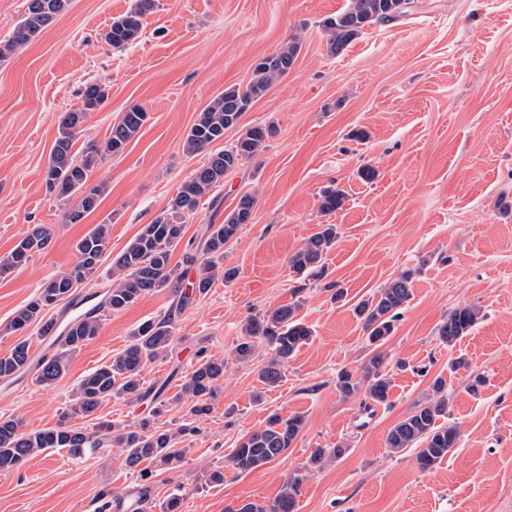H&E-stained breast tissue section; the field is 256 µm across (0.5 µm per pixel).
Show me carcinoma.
Segmentation results:
<instances>
[{"label":"carcinoma","mask_w":512,"mask_h":512,"mask_svg":"<svg viewBox=\"0 0 512 512\" xmlns=\"http://www.w3.org/2000/svg\"><path fill=\"white\" fill-rule=\"evenodd\" d=\"M26 2L24 17L12 36L0 42L1 61L8 58L15 48L34 41L70 6V0ZM155 6L156 0H135L134 6L125 14L112 20L103 35L104 42L119 49L138 39L146 15L152 13ZM414 7L415 0H347L342 11L322 21L329 35L330 51L334 53L342 49L362 34L365 27L394 22L409 15ZM300 50L298 42H289L255 65L252 79L245 88H227L210 101L186 132L184 152L196 154L205 151L214 143L223 141L225 131L240 127L241 119L252 102L265 95L275 80L290 72ZM106 97L104 83L87 84L81 91V106L59 116L58 136L45 172V185L63 205L67 224H79L97 209L107 189L104 180L95 179L97 169L106 157L122 153L149 119L143 107L133 105L112 125L103 142L89 141L80 149H74L82 123L89 113L99 109ZM272 134V126L254 124L246 127L233 143L211 154L208 161L181 184L167 208L144 225L112 258V287L107 289L101 300L92 309L70 317L60 326L47 317V313L62 302H74L78 285L98 270L99 263L110 249L109 225H94L75 244L76 263L73 267L44 282L38 295L19 309L9 323V330L13 332L39 324L40 335L53 337V354L35 361L30 355L29 339H23L9 354L0 356V380H10L33 366L38 382L50 387L66 373L71 356L98 336L104 312L123 310L141 296L163 288L172 289L177 297V306L183 308L191 297L205 296L218 281H233L236 271L224 267V245L236 239L241 226L249 223L252 217L256 200L249 194L239 198L223 223L207 226L205 237L198 243L205 258L191 281L184 282L182 274L171 264L172 256L184 238L186 215L194 212L201 199L213 188L224 183L227 173L259 154ZM345 198L344 190L328 187L320 196L319 208L324 213H332L343 206ZM336 236V225H324L323 230L288 258L289 267L299 277L322 276L323 255L333 246ZM50 241L51 229L42 224L35 225L7 255L0 257V278L23 267ZM410 284V276L402 274L381 289L377 296L356 305L355 315L362 321L371 357L358 380H353L350 371L345 370L338 375L336 386L344 395L356 394L364 382L367 399L378 404L387 403L391 381L382 372L385 356L381 347L393 331L398 310L410 299ZM298 310L295 303L283 304L247 317L241 326L234 359L241 363L250 361L258 344L267 343L272 356L260 369L259 380L268 388H274L281 382L285 364L312 336L310 327L298 318ZM479 315L480 309L474 305L453 309L438 328L440 340L453 345L471 331ZM173 342L172 315L140 324L118 355L80 382L72 398L70 413L89 416L112 395L130 402L148 399L162 404L160 391L154 392L142 386V371L147 364L166 357ZM224 368V359L203 353L198 355L195 368L183 384V392L194 402L193 413L209 411L211 401L218 393L219 381L224 377ZM431 388L432 396L416 405L413 412L394 425L387 435V448L392 454L417 443L422 444L417 461L423 470L432 468L459 441L458 428L453 424H443V420L448 418L445 380L435 378ZM303 424V417L296 413L285 418L279 415L271 417L265 427L238 441L230 454L232 467L240 473H247L275 461L288 451ZM192 432L194 428L186 425L176 431L156 430L150 428L146 421L124 427L102 425L95 431L64 423L54 428L24 431L18 420L0 418V471L17 469L29 457L49 448H65L72 456L81 458L101 448L113 447L120 449L125 466L133 471L145 460L171 468L181 458L175 445L181 437ZM343 454L344 448L340 446L316 448L309 462L319 467ZM295 493V483L287 482L272 502L266 505L248 502L237 508L229 507L227 512H294Z\"/></svg>","instance_id":"carcinoma-1"}]
</instances>
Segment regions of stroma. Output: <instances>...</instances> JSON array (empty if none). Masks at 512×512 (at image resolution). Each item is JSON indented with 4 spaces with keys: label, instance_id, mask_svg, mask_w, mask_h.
Instances as JSON below:
<instances>
[{
    "label": "stroma",
    "instance_id": "1",
    "mask_svg": "<svg viewBox=\"0 0 512 512\" xmlns=\"http://www.w3.org/2000/svg\"><path fill=\"white\" fill-rule=\"evenodd\" d=\"M157 3L140 38L115 49L102 36L133 0H72L40 37L0 61V256L34 225L52 231L44 250L0 278V356L18 340L7 329L16 311L75 264V243L101 222L111 226V253L81 289L109 288L113 255L207 161V153L182 148L199 112L225 88L245 87L255 63L295 37L294 67L242 118L247 126L273 125L274 134L185 218V239L197 241L242 195L255 197L251 222L224 247V265L237 276L179 312L166 288L105 313L99 335L54 386L0 391V418L39 430L64 417L88 429L150 417L151 403L119 398L104 400L92 416L73 415L72 392L143 321L172 310V352L145 367L143 383L164 390L160 426L196 432L184 437L177 467H152L145 484L118 449L83 458L48 449L0 472V512H114L145 485L155 503L179 497L177 512H225L269 503L287 480L297 483V512H512V0H417L413 14L366 27L334 54L322 21L345 0ZM99 80L108 95L79 141H104L134 104L150 119L98 169L107 183L98 208L68 224L46 191L45 170L59 115L79 107L80 90ZM356 130L366 139L353 138ZM366 165L376 171L373 181L359 177ZM328 186L346 193L332 214L319 209ZM326 224L337 226L338 238L324 276L296 279L289 256ZM404 273L412 296L384 345L391 391L371 418L364 392L344 396L336 380L370 358L355 305ZM336 286L343 299L334 298ZM291 302L300 304L312 338L267 389L258 371L271 352L263 345L253 360L235 361L239 328L247 316ZM464 304L478 305L481 317L446 345L437 329ZM202 353L223 358L226 368L210 411L196 415L182 385ZM438 376L459 442L424 471L416 449L390 453L386 437L431 395ZM275 413L302 415V431L280 458L238 473L232 449ZM336 446L342 457L309 465L314 449ZM217 468L223 483H207Z\"/></svg>",
    "mask_w": 512,
    "mask_h": 512
}]
</instances>
